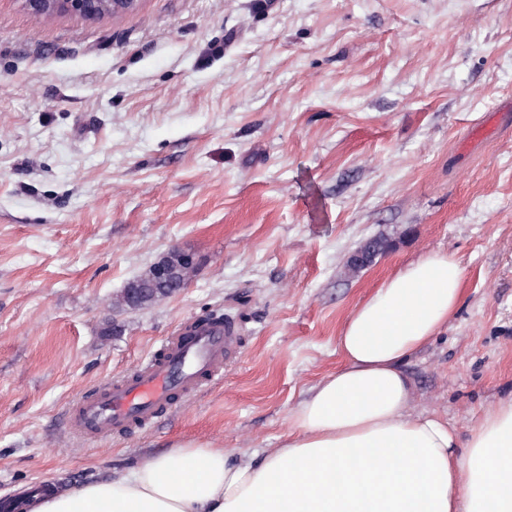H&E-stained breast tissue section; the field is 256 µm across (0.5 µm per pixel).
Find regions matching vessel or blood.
I'll return each instance as SVG.
<instances>
[{
    "label": "vessel or blood",
    "instance_id": "b4317fda",
    "mask_svg": "<svg viewBox=\"0 0 512 512\" xmlns=\"http://www.w3.org/2000/svg\"><path fill=\"white\" fill-rule=\"evenodd\" d=\"M233 328L188 319L166 338L160 354L144 360L127 378L105 382L79 399L70 423L80 435L105 438L130 424H154L176 403L220 381L235 348Z\"/></svg>",
    "mask_w": 512,
    "mask_h": 512
}]
</instances>
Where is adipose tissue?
I'll return each mask as SVG.
<instances>
[{
    "instance_id": "obj_1",
    "label": "adipose tissue",
    "mask_w": 512,
    "mask_h": 512,
    "mask_svg": "<svg viewBox=\"0 0 512 512\" xmlns=\"http://www.w3.org/2000/svg\"><path fill=\"white\" fill-rule=\"evenodd\" d=\"M463 270L434 252L389 277L337 339L342 364L292 411L278 447L248 458L187 444L30 512H512V398L459 439L410 414L404 362L448 325Z\"/></svg>"
}]
</instances>
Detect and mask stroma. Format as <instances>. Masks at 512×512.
I'll use <instances>...</instances> for the list:
<instances>
[{
    "label": "stroma",
    "mask_w": 512,
    "mask_h": 512,
    "mask_svg": "<svg viewBox=\"0 0 512 512\" xmlns=\"http://www.w3.org/2000/svg\"><path fill=\"white\" fill-rule=\"evenodd\" d=\"M254 3L0 0L1 502L189 443L277 447L357 305L433 251L462 293L404 365L410 411L463 438L512 397V0ZM375 235L390 249L345 277ZM173 249L193 280L114 313ZM212 312L237 326L221 381L150 426L73 430L74 400ZM26 10L39 17L62 14L84 19L112 18L138 10L142 0H20Z\"/></svg>",
    "instance_id": "35a3bbf8"
}]
</instances>
